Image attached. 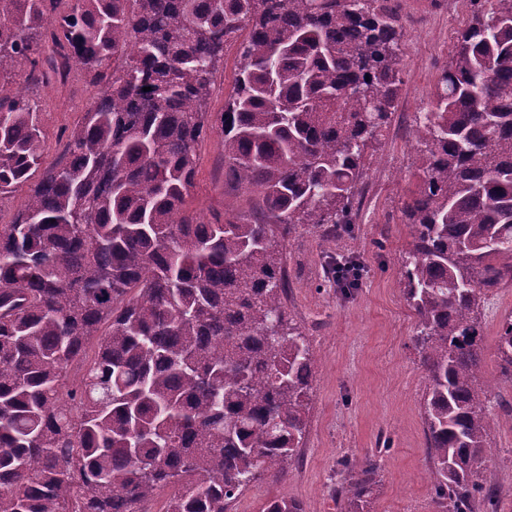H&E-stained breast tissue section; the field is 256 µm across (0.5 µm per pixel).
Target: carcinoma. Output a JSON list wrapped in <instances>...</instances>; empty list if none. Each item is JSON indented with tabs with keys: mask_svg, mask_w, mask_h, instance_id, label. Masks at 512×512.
<instances>
[{
	"mask_svg": "<svg viewBox=\"0 0 512 512\" xmlns=\"http://www.w3.org/2000/svg\"><path fill=\"white\" fill-rule=\"evenodd\" d=\"M0 0V78L80 69L96 88L44 160L36 104L0 84V512H228L299 459L315 355L287 317L280 241L349 231L366 150L401 84L387 0ZM437 80L402 292L416 312L424 428L443 512H497L478 316L512 281V0H470ZM224 175L253 215L186 207L225 48ZM150 91L145 92L143 88ZM351 291L358 270L340 278ZM512 379V318L498 336ZM376 461L345 458L340 512H377ZM264 512H305L275 498ZM238 71V57L234 46L227 47L224 60L219 64L214 78V86L208 100L206 112H211L210 123L214 124L218 112L224 111V105L233 91ZM27 194L28 186H23L12 193L10 197L0 199V222L2 224L10 223L14 214L23 205Z\"/></svg>",
	"mask_w": 512,
	"mask_h": 512,
	"instance_id": "1",
	"label": "carcinoma"
}]
</instances>
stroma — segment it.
<instances>
[{"label": "stroma", "mask_w": 512, "mask_h": 512, "mask_svg": "<svg viewBox=\"0 0 512 512\" xmlns=\"http://www.w3.org/2000/svg\"><path fill=\"white\" fill-rule=\"evenodd\" d=\"M406 24L399 102L390 123L367 151L351 234L323 235L299 226L281 247L288 283L285 310L315 352L308 425L298 464L286 475L251 483L230 512H263L273 498L297 499L306 512H336L330 489L338 462L370 456L381 467L378 512H441L430 473L421 399L426 379L414 348L417 316L402 294L403 261L413 246L404 206L415 190L421 146L416 120L434 107V87L448 67L460 32L472 19L466 0H387ZM46 131L44 156L56 160L69 130L95 96L80 73L66 81L29 86ZM203 219L246 217L250 196L224 179V137L208 131L198 147V172L187 196ZM359 265V286L343 292L324 276L330 262ZM512 318V283L495 290L481 312L489 412L497 425L485 450L483 476L497 487L499 512H512V380L502 377L497 344Z\"/></svg>", "instance_id": "1"}]
</instances>
